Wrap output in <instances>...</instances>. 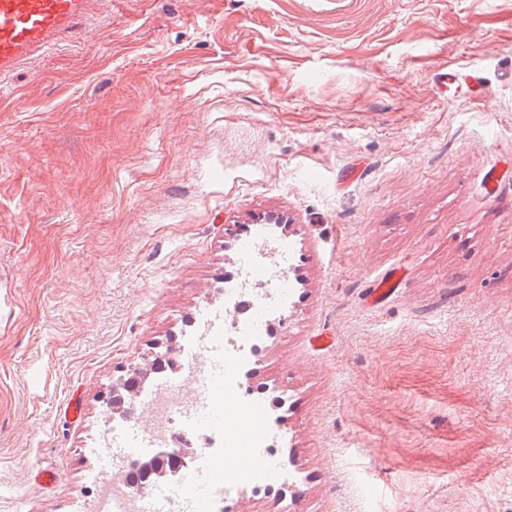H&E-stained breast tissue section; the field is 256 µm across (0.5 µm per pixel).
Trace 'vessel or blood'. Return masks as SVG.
<instances>
[{"instance_id":"vessel-or-blood-1","label":"vessel or blood","mask_w":512,"mask_h":512,"mask_svg":"<svg viewBox=\"0 0 512 512\" xmlns=\"http://www.w3.org/2000/svg\"><path fill=\"white\" fill-rule=\"evenodd\" d=\"M93 0H0V78L70 33L89 11ZM400 285L393 272L373 282L368 302L389 299Z\"/></svg>"}]
</instances>
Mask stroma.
<instances>
[{
	"instance_id": "stroma-1",
	"label": "stroma",
	"mask_w": 512,
	"mask_h": 512,
	"mask_svg": "<svg viewBox=\"0 0 512 512\" xmlns=\"http://www.w3.org/2000/svg\"><path fill=\"white\" fill-rule=\"evenodd\" d=\"M490 168L512 169V0H96L0 81V512H89L125 444L113 387L223 309L271 214L292 296L240 377L292 478L223 512H512ZM399 285L400 275L398 271H393L389 275L376 280L370 285L366 293V301L375 305L379 304L389 299L394 294L396 288H398Z\"/></svg>"
}]
</instances>
